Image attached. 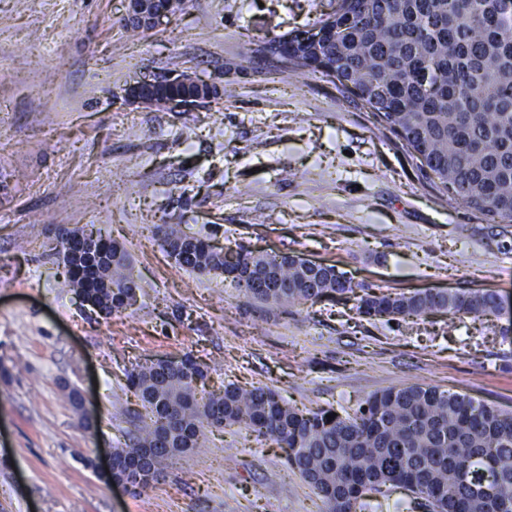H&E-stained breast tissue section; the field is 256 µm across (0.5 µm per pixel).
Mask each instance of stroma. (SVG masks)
Segmentation results:
<instances>
[{
	"mask_svg": "<svg viewBox=\"0 0 512 512\" xmlns=\"http://www.w3.org/2000/svg\"><path fill=\"white\" fill-rule=\"evenodd\" d=\"M336 0H181L127 31L126 0H0V507L5 512H321L282 449L239 427L165 462L147 488L95 474L141 406L135 363L191 354L206 386L266 385L294 407L354 408L425 382L512 411L500 317L394 322L354 302H256L179 268L172 227L219 248L335 266L357 295L487 289L512 309V223L455 202L335 80L263 52ZM186 73L209 101L125 102L137 80ZM96 224L128 251L138 303L102 318L59 287L63 228ZM94 411L80 428L68 397Z\"/></svg>",
	"mask_w": 512,
	"mask_h": 512,
	"instance_id": "35a3bbf8",
	"label": "stroma"
}]
</instances>
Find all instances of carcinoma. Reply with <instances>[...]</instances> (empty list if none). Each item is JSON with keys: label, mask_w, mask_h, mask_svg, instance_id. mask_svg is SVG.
Instances as JSON below:
<instances>
[{"label": "carcinoma", "mask_w": 512, "mask_h": 512, "mask_svg": "<svg viewBox=\"0 0 512 512\" xmlns=\"http://www.w3.org/2000/svg\"><path fill=\"white\" fill-rule=\"evenodd\" d=\"M333 16L336 32L318 51L297 35L281 38L290 70L332 69L344 87L381 90L372 104L378 125L417 167L467 207L511 224L512 0H337ZM160 245L178 266L220 272L261 303L354 292L335 267L306 268L294 256L222 251L172 228ZM56 249L67 256L62 284L103 317L140 291L127 250L102 229H67ZM357 310L389 319L500 315L487 290L374 293ZM206 377L188 354L127 374L145 415L112 450L113 477L144 488L164 461L200 447L207 430L243 426L285 449L323 512H362L363 498L387 485L425 499L431 512H512V413L420 382L371 395L353 414L304 412L263 385L200 396Z\"/></svg>", "instance_id": "carcinoma-1"}]
</instances>
